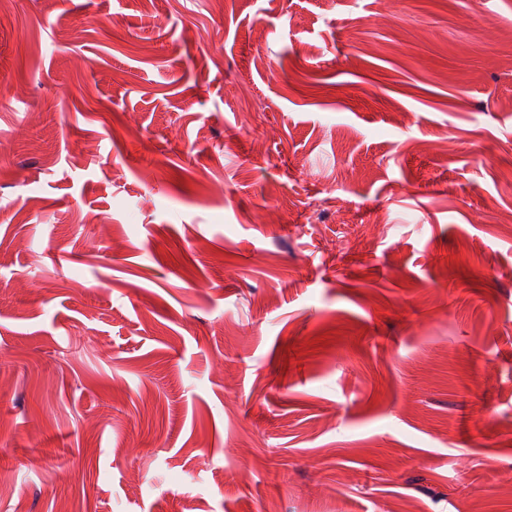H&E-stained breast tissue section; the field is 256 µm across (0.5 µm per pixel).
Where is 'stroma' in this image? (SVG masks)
<instances>
[{"label": "stroma", "mask_w": 512, "mask_h": 512, "mask_svg": "<svg viewBox=\"0 0 512 512\" xmlns=\"http://www.w3.org/2000/svg\"><path fill=\"white\" fill-rule=\"evenodd\" d=\"M189 497L512 512V0L0 8V512Z\"/></svg>", "instance_id": "stroma-1"}]
</instances>
